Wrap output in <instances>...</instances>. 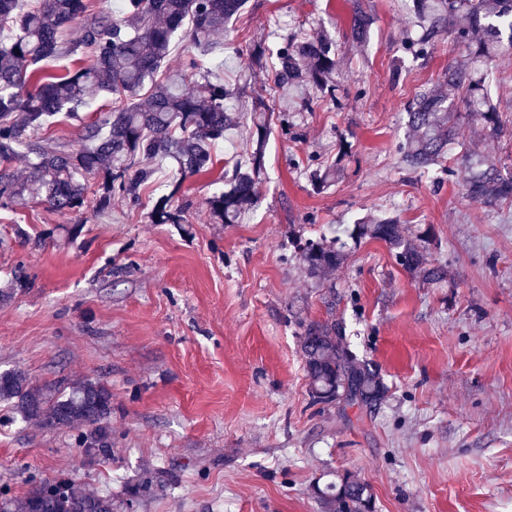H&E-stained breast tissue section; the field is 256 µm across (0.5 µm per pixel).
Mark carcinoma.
<instances>
[{"instance_id":"obj_1","label":"carcinoma","mask_w":512,"mask_h":512,"mask_svg":"<svg viewBox=\"0 0 512 512\" xmlns=\"http://www.w3.org/2000/svg\"><path fill=\"white\" fill-rule=\"evenodd\" d=\"M420 35L402 42L403 53L426 60L450 40L464 53L448 66L436 85H423L406 108L415 135L398 146L407 171L428 174L438 168L459 177L469 197L495 206L512 203V169L499 159L473 162L470 149L457 143V119L464 117L489 136L500 135L512 118L493 103L488 69L492 61L512 55V0H410ZM246 0H120L118 10L94 9L92 0H0V209L23 205L30 190L59 214L80 211L91 183L101 190L96 210L104 211L118 195L132 202L155 174L143 162L176 163L178 177L166 185L148 212L151 224H183L186 209L174 205L184 179L210 173L218 158L216 143L240 126L229 102L237 98L212 64L224 53L218 41L226 24L240 14ZM373 15L362 0H351L350 38L365 46ZM186 39L179 69L167 67L177 35ZM71 58L74 67L52 73L45 63ZM336 43L323 32L301 26L281 37L271 80L290 112H312L320 102L336 104L345 89L334 79ZM111 99L109 111L85 121L79 109L92 95ZM64 113L80 122L81 137L69 149L46 136L53 119ZM268 124L253 122L248 160L235 162L226 187L213 194L211 212L235 224L257 196L256 178L264 166ZM459 144L458 167L448 166V149ZM336 158L297 161L318 191L332 185L340 162L351 153L341 138ZM19 157L29 165L21 181L12 171ZM343 232L355 239H375L389 247L396 262L435 284L448 281L441 265L426 266L420 247L406 238L397 216L357 221ZM336 240L295 243L299 259L312 275L336 267ZM342 326L311 323L303 332L302 351L315 403L342 400L372 407L384 397L376 372L356 364L340 345ZM0 403L23 420L49 428L83 426L79 442L97 456L112 447L109 420L112 393L101 383L83 382L59 392L34 386L19 371L0 373ZM326 504L336 512H370L366 488L348 479L328 484ZM0 512H116L110 496L83 494L65 482L39 483L18 501L0 492Z\"/></svg>"}]
</instances>
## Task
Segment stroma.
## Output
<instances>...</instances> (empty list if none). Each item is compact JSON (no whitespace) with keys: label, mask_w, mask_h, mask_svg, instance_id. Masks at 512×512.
<instances>
[{"label":"stroma","mask_w":512,"mask_h":512,"mask_svg":"<svg viewBox=\"0 0 512 512\" xmlns=\"http://www.w3.org/2000/svg\"><path fill=\"white\" fill-rule=\"evenodd\" d=\"M366 3L364 51L344 39L347 0H247L228 24L226 82L264 85L267 69L246 70L238 52L294 21L329 27L337 81L366 89L289 128L272 122L258 198L239 223L211 216L218 183L203 175L183 183L184 224L147 222L153 188L101 214L61 215L36 198L0 210V372L112 393L104 459L77 444L78 428L0 405L10 497L35 478L112 496L119 512H329L319 489L347 477L372 512H512V206L400 167L408 100L462 51L447 41L414 62L398 50L418 31L403 0ZM342 136L352 154L315 192L291 159L332 154ZM389 214L447 266V286L407 272L385 243L345 235L339 266L314 281L289 245ZM332 319L385 386L375 408L309 396L302 326Z\"/></svg>","instance_id":"35a3bbf8"}]
</instances>
